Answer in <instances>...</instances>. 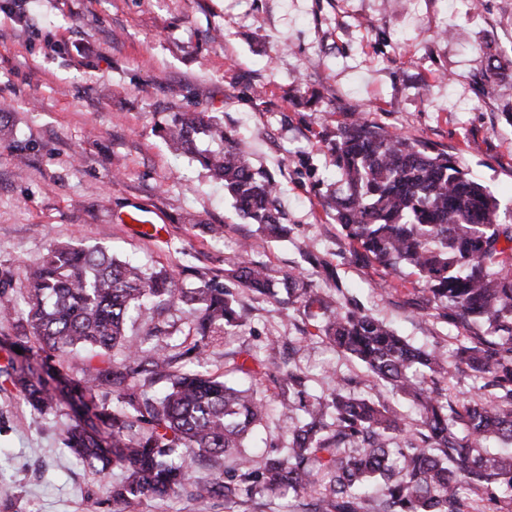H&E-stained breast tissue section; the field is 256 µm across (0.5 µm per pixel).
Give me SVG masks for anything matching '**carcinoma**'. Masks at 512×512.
Masks as SVG:
<instances>
[{"label": "carcinoma", "instance_id": "carcinoma-1", "mask_svg": "<svg viewBox=\"0 0 512 512\" xmlns=\"http://www.w3.org/2000/svg\"><path fill=\"white\" fill-rule=\"evenodd\" d=\"M483 72L486 96L499 91L495 71ZM175 150L224 182L237 211L268 236L290 232L271 175L206 112H177L159 128ZM221 143L201 150L197 135ZM326 141L335 180L323 194L347 237L385 268L411 269L459 323L487 325L449 354L423 350L361 307L332 311L322 331L340 350L365 364L376 381L403 395L417 410L414 432L384 403L356 396L341 384L324 397L308 393L293 371L282 378L283 415L303 412L290 430L285 453L257 462L244 442L266 417L264 399L241 379L259 360L213 376L204 355L215 337L241 326L233 292L214 279L184 287L165 270L119 261L99 247L58 245L25 273L28 310L3 345L0 382L11 384L37 414L58 410L61 398L44 377L51 370L32 356L31 337L63 363L86 352L84 366L61 379L75 423L65 446L77 460L104 472H122L112 500L134 508L142 498L183 494L224 508L245 496L299 498L303 512H464L463 489L487 485L512 501V225L502 223L497 199L469 177L448 153L352 120ZM235 285L277 295L267 269L248 261L225 272ZM286 300L322 305L300 278L283 282ZM186 306L193 345L178 356L127 339L133 315L147 302ZM22 353L15 352V348ZM488 380L497 393L486 403L448 409L438 387L459 368ZM112 395V405L104 397ZM229 457L233 465L211 480L197 476L202 457Z\"/></svg>", "mask_w": 512, "mask_h": 512}]
</instances>
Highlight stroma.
Returning <instances> with one entry per match:
<instances>
[{"label": "stroma", "instance_id": "obj_1", "mask_svg": "<svg viewBox=\"0 0 512 512\" xmlns=\"http://www.w3.org/2000/svg\"><path fill=\"white\" fill-rule=\"evenodd\" d=\"M512 57V0H0V121L23 154L0 142V287L27 308L25 267L51 245L110 248L196 287L245 259L273 282L304 278L336 308L356 299L412 345L444 351L466 331L407 269L357 253L323 209L315 182L331 173L324 139L352 119L430 143L512 215V97L479 95L482 60ZM218 115L255 167L271 173L289 237L237 214L224 184L158 134L173 113ZM220 224L224 236L207 227ZM317 256L310 264L301 248ZM243 332L206 352L220 375L241 349L266 368L256 381L270 411L258 436L287 448L276 412L288 363L323 396L338 383L416 411L337 349L304 303L245 288ZM69 406L34 414L0 389V512H119L99 473L69 455Z\"/></svg>", "mask_w": 512, "mask_h": 512}]
</instances>
